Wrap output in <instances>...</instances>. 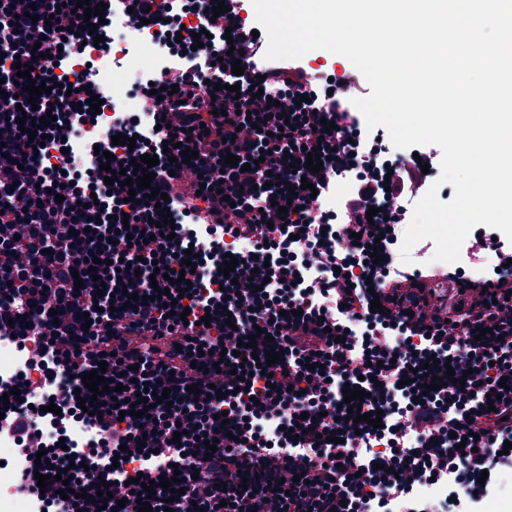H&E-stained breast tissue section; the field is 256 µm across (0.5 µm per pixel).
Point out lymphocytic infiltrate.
<instances>
[{"label": "lymphocytic infiltrate", "instance_id": "obj_1", "mask_svg": "<svg viewBox=\"0 0 512 512\" xmlns=\"http://www.w3.org/2000/svg\"><path fill=\"white\" fill-rule=\"evenodd\" d=\"M101 3L107 14L158 18L161 32L181 35L168 61L137 87L143 95L154 86L177 92L158 102L151 126L136 112L117 119L114 134L134 137V146L113 144L111 136L86 143L76 166L49 165L45 157L62 148V136L91 123L87 80L65 88L61 74L94 52L83 24L99 19L85 17L77 0H0V336L37 345L21 376L0 379V395L17 387L22 398L0 420V437L22 451L35 442L57 453L39 467L47 488L25 479L20 490L39 512H137L142 500L153 512H432L412 484L444 476L455 512H473V484H495L481 471L512 466L503 452L512 442V282L499 272L512 243L485 225L467 239L455 271L391 275L398 230L431 181L405 163L387 164L378 131L367 130L345 96L368 94L359 73L317 78L307 59L265 60L261 39L237 12L216 22L200 0L174 7L89 0ZM190 14L209 33L199 49L181 34ZM232 47L243 52L239 76L227 54ZM21 63L31 65L30 76H18ZM49 79L51 94L30 100L24 85ZM256 86L262 97H254ZM302 94L307 102H299ZM272 99L278 107H269ZM31 110L55 116L38 149L16 122ZM323 120L336 130L316 133ZM186 147L198 154L187 164L180 160ZM147 153L159 159L152 184L168 197L163 208L141 203L144 189L132 201L127 187L104 182L106 171ZM227 153L247 171L226 166ZM315 153L325 158L318 174L304 164ZM272 174L299 186L298 195L268 186ZM304 180L311 189H301ZM314 191L338 195L336 210H320ZM372 207L379 213L371 218ZM233 242L254 250L228 280L222 267ZM377 248L384 259L369 265ZM188 249L201 262L182 289L177 278ZM318 258L328 265L313 288L302 269ZM158 265L168 275L154 283ZM258 267L267 282L254 293ZM473 269L484 277L471 280ZM451 275L460 286L453 305L434 290ZM158 287L175 299L174 315L153 300ZM375 298L383 309L374 313ZM206 315L210 324L200 325ZM258 327L266 336L244 347ZM272 349L283 359L261 375L257 358ZM446 359L454 377L440 374L438 390L415 402L412 385L428 382L422 366L437 371ZM98 369L123 389L102 394L89 414L79 405L91 396L81 375ZM347 385L368 391L361 410H383L381 428L340 418L338 395ZM146 389L168 392V403L147 407L137 398ZM32 399L37 408L29 407ZM52 403L61 409L55 423L81 422L83 433L44 432ZM274 416L286 418L291 433L272 445L263 423ZM204 433L216 434L217 451L207 452ZM338 434L342 442L332 443ZM377 442L383 450H374ZM123 446L125 460L117 456ZM75 460L80 468H72ZM55 468L70 470L69 484L51 479ZM135 470L142 477L133 484ZM177 473L181 495L142 489ZM64 486L72 498L60 496ZM88 488L111 491L106 508L90 507L80 495Z\"/></svg>", "mask_w": 512, "mask_h": 512}]
</instances>
